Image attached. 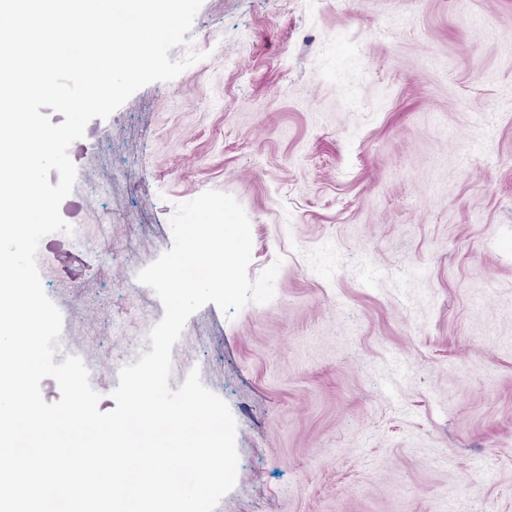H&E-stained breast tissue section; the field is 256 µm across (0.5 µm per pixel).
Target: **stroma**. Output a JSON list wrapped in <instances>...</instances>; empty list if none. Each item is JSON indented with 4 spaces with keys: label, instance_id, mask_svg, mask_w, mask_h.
I'll list each match as a JSON object with an SVG mask.
<instances>
[{
    "label": "stroma",
    "instance_id": "obj_1",
    "mask_svg": "<svg viewBox=\"0 0 512 512\" xmlns=\"http://www.w3.org/2000/svg\"><path fill=\"white\" fill-rule=\"evenodd\" d=\"M202 60L91 120L37 260L100 411L175 204L244 209L250 279L172 357L236 422L214 512H512V0H203Z\"/></svg>",
    "mask_w": 512,
    "mask_h": 512
}]
</instances>
